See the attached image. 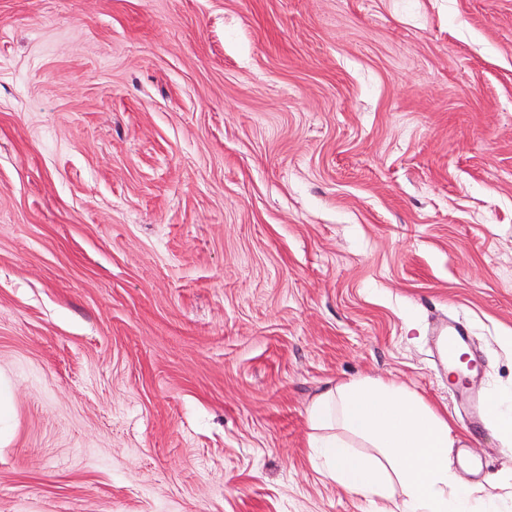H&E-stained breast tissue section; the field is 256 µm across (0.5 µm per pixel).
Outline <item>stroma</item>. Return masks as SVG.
<instances>
[{
    "label": "stroma",
    "instance_id": "35a3bbf8",
    "mask_svg": "<svg viewBox=\"0 0 512 512\" xmlns=\"http://www.w3.org/2000/svg\"><path fill=\"white\" fill-rule=\"evenodd\" d=\"M512 0H0V512H371L306 410L394 381L512 512ZM488 407L496 429L503 435L512 437V393L492 397Z\"/></svg>",
    "mask_w": 512,
    "mask_h": 512
}]
</instances>
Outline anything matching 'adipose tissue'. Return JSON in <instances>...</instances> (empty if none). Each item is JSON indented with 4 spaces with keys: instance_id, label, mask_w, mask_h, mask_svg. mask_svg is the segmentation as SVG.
<instances>
[{
    "instance_id": "1",
    "label": "adipose tissue",
    "mask_w": 512,
    "mask_h": 512,
    "mask_svg": "<svg viewBox=\"0 0 512 512\" xmlns=\"http://www.w3.org/2000/svg\"><path fill=\"white\" fill-rule=\"evenodd\" d=\"M307 421L314 465L372 512H498L449 469L447 419L402 385L364 378L327 387Z\"/></svg>"
}]
</instances>
